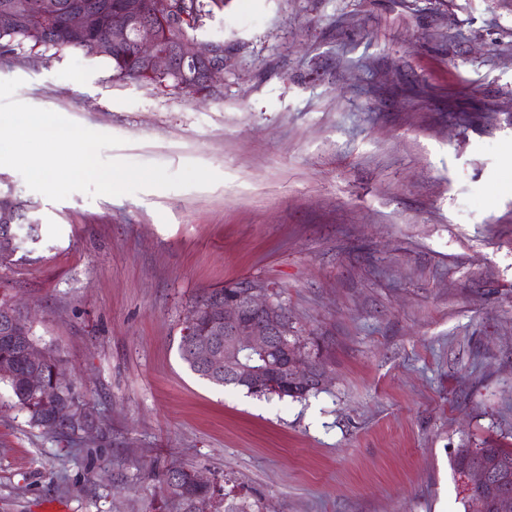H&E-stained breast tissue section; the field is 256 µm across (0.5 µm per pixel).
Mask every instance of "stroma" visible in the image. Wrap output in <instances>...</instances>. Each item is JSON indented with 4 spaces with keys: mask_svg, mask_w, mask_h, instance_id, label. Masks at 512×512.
<instances>
[{
    "mask_svg": "<svg viewBox=\"0 0 512 512\" xmlns=\"http://www.w3.org/2000/svg\"><path fill=\"white\" fill-rule=\"evenodd\" d=\"M201 101L112 85L77 52L4 65L16 99L122 138L107 159L209 187L38 205L0 267L96 424L30 425L0 383V512H187L158 477L201 473L206 512H465L456 449L512 448V11L496 0H225ZM273 287L326 368L304 398L219 387L181 357L205 291Z\"/></svg>",
    "mask_w": 512,
    "mask_h": 512,
    "instance_id": "obj_1",
    "label": "stroma"
}]
</instances>
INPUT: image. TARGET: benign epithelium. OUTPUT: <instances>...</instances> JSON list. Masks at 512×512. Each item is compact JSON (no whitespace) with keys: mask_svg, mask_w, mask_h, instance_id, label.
<instances>
[{"mask_svg":"<svg viewBox=\"0 0 512 512\" xmlns=\"http://www.w3.org/2000/svg\"><path fill=\"white\" fill-rule=\"evenodd\" d=\"M60 9L58 0H12L0 12V29H8L20 19L37 12L54 15ZM66 28L74 40L81 39L92 29L99 13L91 10L84 0L66 3ZM145 0H122L117 6L110 28L96 41L94 51L99 56L128 48L138 60L141 76L147 79L173 78L179 90L201 98L218 90L224 75V45L203 44L196 40L177 39L168 48L159 45L156 25L145 19ZM0 231V252L10 254L17 245L18 235L12 232L13 222ZM206 333L210 339L197 343L195 352L205 368L224 375V381L256 390L277 392L292 388L307 393L321 388L325 369L321 363L299 354L288 340L293 330L283 304L273 301L268 286L258 282L239 285L233 298H217L204 311ZM0 326L4 334L23 338L31 328L28 312L15 304L0 306ZM26 356L32 365L27 377L32 390L50 391L39 366L47 353L27 345ZM455 456L463 462L472 488L496 483L499 491L493 501L495 512H512V475H496L490 464L468 465L472 456L469 448H458Z\"/></svg>","mask_w":512,"mask_h":512,"instance_id":"obj_1","label":"benign epithelium"}]
</instances>
